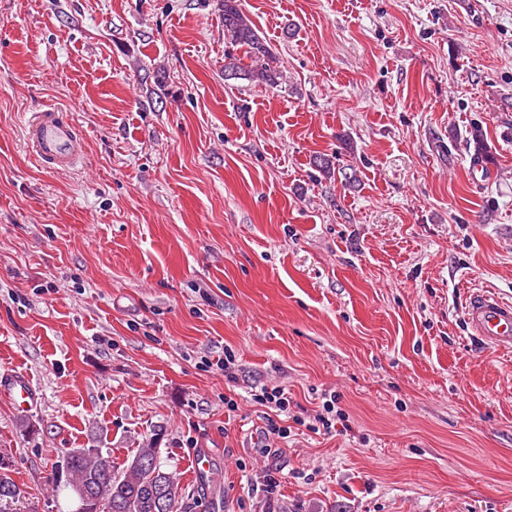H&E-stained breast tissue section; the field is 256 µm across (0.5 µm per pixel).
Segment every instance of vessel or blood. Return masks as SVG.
Listing matches in <instances>:
<instances>
[{"mask_svg":"<svg viewBox=\"0 0 512 512\" xmlns=\"http://www.w3.org/2000/svg\"><path fill=\"white\" fill-rule=\"evenodd\" d=\"M27 139L35 159L56 170L72 168L83 152V138L75 125L54 109L33 118ZM466 320L478 340L501 351H512V302L485 293L470 294ZM0 397L24 410L31 406L36 393L27 377L4 371L0 373Z\"/></svg>","mask_w":512,"mask_h":512,"instance_id":"obj_1","label":"vessel or blood"}]
</instances>
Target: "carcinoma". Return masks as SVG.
I'll return each mask as SVG.
<instances>
[{
	"instance_id": "1",
	"label": "carcinoma",
	"mask_w": 512,
	"mask_h": 512,
	"mask_svg": "<svg viewBox=\"0 0 512 512\" xmlns=\"http://www.w3.org/2000/svg\"><path fill=\"white\" fill-rule=\"evenodd\" d=\"M224 35L247 47L260 66L246 69L234 59L224 68L249 81L269 86L278 84V71L271 66L273 53L241 8V0H222ZM59 457H69L64 487L83 488L90 495L87 512H179L181 488L174 476L161 469L158 448L149 441L138 449L123 467H118L110 452L100 448H60ZM23 492L11 477L10 464L0 459V491Z\"/></svg>"
}]
</instances>
